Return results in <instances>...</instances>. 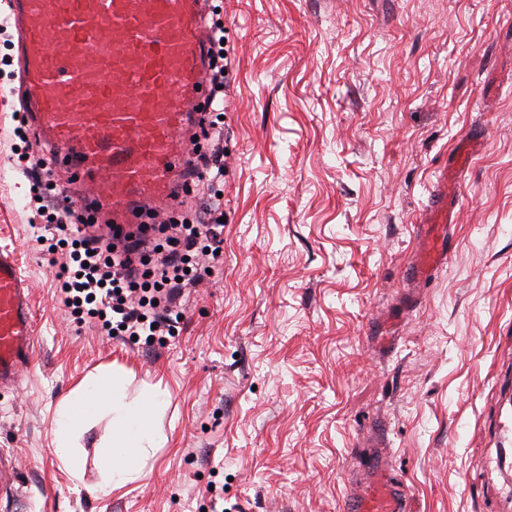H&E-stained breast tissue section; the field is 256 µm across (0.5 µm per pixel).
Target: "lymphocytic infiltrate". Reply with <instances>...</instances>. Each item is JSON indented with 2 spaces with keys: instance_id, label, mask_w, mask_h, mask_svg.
I'll return each instance as SVG.
<instances>
[{
  "instance_id": "1",
  "label": "lymphocytic infiltrate",
  "mask_w": 512,
  "mask_h": 512,
  "mask_svg": "<svg viewBox=\"0 0 512 512\" xmlns=\"http://www.w3.org/2000/svg\"><path fill=\"white\" fill-rule=\"evenodd\" d=\"M223 39V27L212 24L208 77L217 109L200 118L208 126L212 149L196 155L188 172L191 182L210 186L224 182L222 87L229 58ZM14 166L36 190L28 203V224L41 240L42 252L60 265L54 295L73 321L92 324L122 341L139 337L148 346L174 335L182 320L176 299L207 271L224 265L223 209L185 211L184 223L160 225L156 241L134 235L116 240L87 233L66 189L56 186L47 158H18Z\"/></svg>"
}]
</instances>
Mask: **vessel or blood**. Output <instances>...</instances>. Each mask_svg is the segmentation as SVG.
I'll use <instances>...</instances> for the list:
<instances>
[{
	"instance_id": "b4317fda",
	"label": "vessel or blood",
	"mask_w": 512,
	"mask_h": 512,
	"mask_svg": "<svg viewBox=\"0 0 512 512\" xmlns=\"http://www.w3.org/2000/svg\"><path fill=\"white\" fill-rule=\"evenodd\" d=\"M18 30L20 81L27 121L56 165L76 179L105 186L85 207L107 214L117 229L134 207L168 201L190 158L208 34L203 0H8ZM476 143L460 139L451 173L430 193L408 275L425 284L448 257L457 197L453 175L469 167ZM29 285L13 251L0 249V387L18 383L33 348ZM371 460L343 512H411L405 485L371 442Z\"/></svg>"
}]
</instances>
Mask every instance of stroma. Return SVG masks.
Returning a JSON list of instances; mask_svg holds the SVG:
<instances>
[{"mask_svg":"<svg viewBox=\"0 0 512 512\" xmlns=\"http://www.w3.org/2000/svg\"><path fill=\"white\" fill-rule=\"evenodd\" d=\"M224 267L166 344L73 323L13 169L19 82L0 95V247L29 282L32 362L0 388V512H341L365 435L387 430L416 512H512V0H222ZM453 253L406 300L429 192L470 129ZM165 392L146 478L101 498L108 419L54 410L89 374Z\"/></svg>","mask_w":512,"mask_h":512,"instance_id":"35a3bbf8","label":"stroma"}]
</instances>
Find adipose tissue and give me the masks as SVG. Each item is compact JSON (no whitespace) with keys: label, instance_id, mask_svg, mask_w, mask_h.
<instances>
[{"label":"adipose tissue","instance_id":"1","mask_svg":"<svg viewBox=\"0 0 512 512\" xmlns=\"http://www.w3.org/2000/svg\"><path fill=\"white\" fill-rule=\"evenodd\" d=\"M166 403V395L156 389L129 396L124 378L116 371L85 378L55 411L53 443L60 464L74 478H81L83 461L76 450L80 428L86 421L106 417L112 435L99 455V493L105 496L142 479L150 452L168 441L156 423Z\"/></svg>","mask_w":512,"mask_h":512}]
</instances>
